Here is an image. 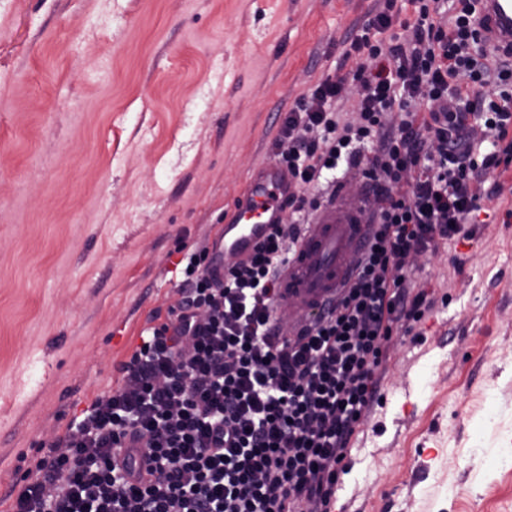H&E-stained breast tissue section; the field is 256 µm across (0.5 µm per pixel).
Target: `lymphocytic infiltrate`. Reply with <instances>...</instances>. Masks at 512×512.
I'll use <instances>...</instances> for the list:
<instances>
[{
    "label": "lymphocytic infiltrate",
    "instance_id": "1",
    "mask_svg": "<svg viewBox=\"0 0 512 512\" xmlns=\"http://www.w3.org/2000/svg\"><path fill=\"white\" fill-rule=\"evenodd\" d=\"M378 0L349 42L355 69L326 75L272 140L292 220L216 278L186 251L179 297L48 446L9 512H332L361 426L381 403L385 345L434 307L418 256L473 236L512 135V54L479 31V0ZM355 83V117L339 104ZM372 186L370 237L336 302L283 334L277 280L339 165Z\"/></svg>",
    "mask_w": 512,
    "mask_h": 512
}]
</instances>
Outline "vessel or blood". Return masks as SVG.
Listing matches in <instances>:
<instances>
[{
	"mask_svg": "<svg viewBox=\"0 0 512 512\" xmlns=\"http://www.w3.org/2000/svg\"><path fill=\"white\" fill-rule=\"evenodd\" d=\"M480 18L486 40L499 51L512 52V0H480ZM292 191L287 172L277 163L252 171L224 221V251L249 255L272 225L286 220L284 204ZM367 230L364 199L352 198L344 185H337L335 195L322 201L306 225L280 276L274 316L295 321L334 299L350 274L351 257L364 247Z\"/></svg>",
	"mask_w": 512,
	"mask_h": 512,
	"instance_id": "vessel-or-blood-1",
	"label": "vessel or blood"
}]
</instances>
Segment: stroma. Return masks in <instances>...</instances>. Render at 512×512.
<instances>
[{
  "mask_svg": "<svg viewBox=\"0 0 512 512\" xmlns=\"http://www.w3.org/2000/svg\"><path fill=\"white\" fill-rule=\"evenodd\" d=\"M374 0H0V512L40 444L115 389L289 107ZM436 299L386 345L336 512H512V169Z\"/></svg>",
  "mask_w": 512,
  "mask_h": 512,
  "instance_id": "obj_1",
  "label": "stroma"
}]
</instances>
